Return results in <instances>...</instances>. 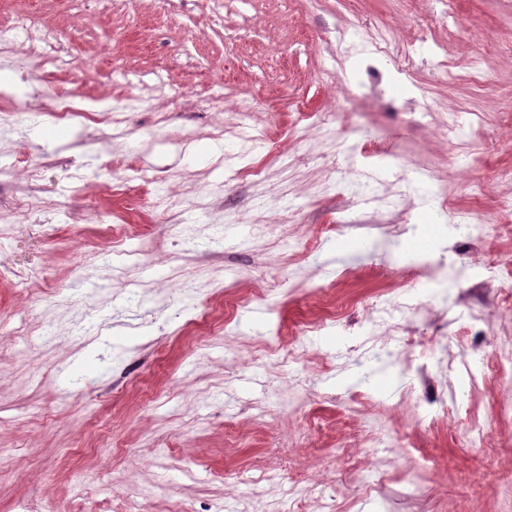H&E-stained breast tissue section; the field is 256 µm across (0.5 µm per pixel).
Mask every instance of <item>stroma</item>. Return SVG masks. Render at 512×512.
<instances>
[{"label":"stroma","mask_w":512,"mask_h":512,"mask_svg":"<svg viewBox=\"0 0 512 512\" xmlns=\"http://www.w3.org/2000/svg\"><path fill=\"white\" fill-rule=\"evenodd\" d=\"M29 11L84 71L75 83L44 65L43 115L0 142V183L50 154L24 195H0V211L37 202L24 232L0 234L19 272L0 280V512H70L82 484L84 512L122 497L141 512H378L365 487L381 474L397 512H512V384L448 366H493L512 337V0H0L16 49L0 90L31 63ZM383 23L398 54L428 32L443 67L344 55L340 35ZM475 33L491 75L479 83L466 77ZM103 92L129 103L123 137L51 116L59 99L81 109ZM339 162L370 177L372 202L340 190ZM444 203L483 220V236L452 229L408 252L411 225H433ZM348 240L382 247L358 256L340 250ZM433 250L446 262L434 292L481 295L442 322L427 298L372 325L426 284L418 261ZM93 275L110 284L96 297ZM184 278L197 286L185 301ZM140 283L153 287L141 304ZM224 286L265 298L231 314ZM328 311L337 325L304 335ZM390 336L409 345L387 366L356 363ZM425 394L462 411L418 420ZM472 414L490 422V449L472 445Z\"/></svg>","instance_id":"35a3bbf8"}]
</instances>
